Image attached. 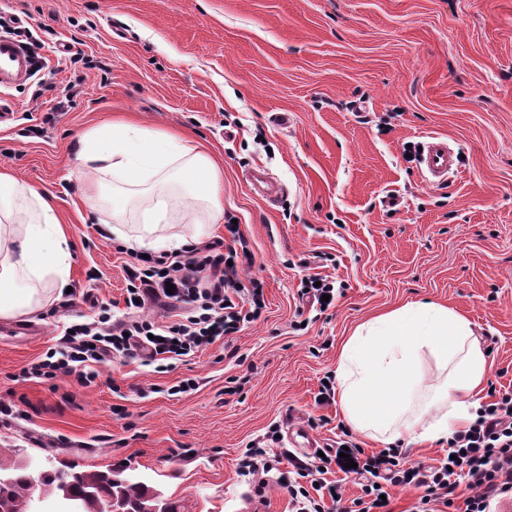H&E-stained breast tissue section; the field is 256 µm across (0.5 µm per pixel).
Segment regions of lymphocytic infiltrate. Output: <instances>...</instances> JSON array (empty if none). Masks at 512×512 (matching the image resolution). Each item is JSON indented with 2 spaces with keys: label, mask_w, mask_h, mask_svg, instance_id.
Here are the masks:
<instances>
[{
  "label": "lymphocytic infiltrate",
  "mask_w": 512,
  "mask_h": 512,
  "mask_svg": "<svg viewBox=\"0 0 512 512\" xmlns=\"http://www.w3.org/2000/svg\"><path fill=\"white\" fill-rule=\"evenodd\" d=\"M227 230L233 239L230 246L196 247L175 260L136 252L125 267L127 307L169 297L190 305L182 321L164 328L144 319L116 322L109 310H102L93 322L73 324L46 359L25 370V378L72 376L88 386L98 375L97 365L115 354L144 360L164 372L170 362L229 339L257 320L265 306L263 292L258 287L243 289L238 282L239 265H252L253 255L236 249L241 239L237 225ZM448 452L450 462L408 466L401 448L368 455L353 443L345 458L327 454L311 463L292 460L291 471L281 472L278 483L295 512H325L329 501L337 512H386L384 496L396 487L419 489L415 512H434V504L453 505L462 486L468 491L463 512H491L492 502L512 496V392L481 406L467 429L450 437ZM349 459L356 461L355 473L364 483L361 497L347 506L340 485L327 481L322 472Z\"/></svg>",
  "instance_id": "obj_1"
}]
</instances>
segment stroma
I'll use <instances>...</instances> for the list:
<instances>
[{"label":"stroma","mask_w":512,"mask_h":512,"mask_svg":"<svg viewBox=\"0 0 512 512\" xmlns=\"http://www.w3.org/2000/svg\"><path fill=\"white\" fill-rule=\"evenodd\" d=\"M8 35L38 57L0 91V170L53 197L72 244V294L0 320V445L32 472L52 460L125 466L179 512H291L277 471L258 472L265 501L238 474L249 444L286 419L335 449L346 419L321 401L343 342L371 318L430 300L470 321L487 351L486 383L512 391V0H0ZM115 121L186 133L224 171V221L254 255L261 317L169 371L117 356L90 386L23 380L71 322L95 306L127 319L130 246L102 238L112 177L81 176L89 130ZM460 166L420 171L429 137ZM260 166L282 186L272 202L246 181ZM99 198L90 209L86 197ZM336 300L316 310L303 279ZM186 377L195 390L170 395ZM328 424H319V417Z\"/></svg>","instance_id":"stroma-1"}]
</instances>
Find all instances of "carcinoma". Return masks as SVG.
Instances as JSON below:
<instances>
[{"label":"carcinoma","mask_w":512,"mask_h":512,"mask_svg":"<svg viewBox=\"0 0 512 512\" xmlns=\"http://www.w3.org/2000/svg\"><path fill=\"white\" fill-rule=\"evenodd\" d=\"M109 474L108 469H72L65 480L54 470L34 474L19 460L16 449L0 448V512H38L35 487L54 502L55 512H100L109 500L115 512H177L175 503L146 483L111 481Z\"/></svg>","instance_id":"1"}]
</instances>
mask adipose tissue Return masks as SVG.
I'll return each mask as SVG.
<instances>
[{
	"mask_svg": "<svg viewBox=\"0 0 512 512\" xmlns=\"http://www.w3.org/2000/svg\"><path fill=\"white\" fill-rule=\"evenodd\" d=\"M79 161L84 175L108 171L113 179L107 232L120 229L133 205L129 186L144 187L152 205L143 229L155 249H188L197 234L169 235L170 217L181 207L202 208L206 221L224 218L221 176L187 136L115 125L88 132ZM70 243L45 192L0 173V319L43 308L52 293L70 284ZM431 355L448 375L435 414L417 405L419 363ZM479 338L463 316L434 302L407 304L360 325L342 348L336 369L341 405L360 432L392 444L406 438L448 440L474 420L475 397L486 376Z\"/></svg>",
	"mask_w": 512,
	"mask_h": 512,
	"instance_id": "1",
	"label": "adipose tissue"
}]
</instances>
